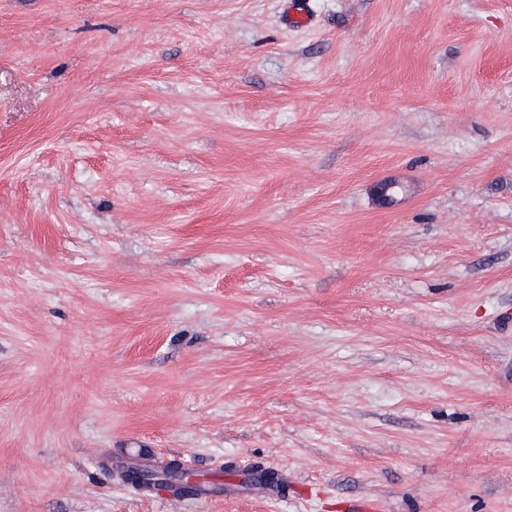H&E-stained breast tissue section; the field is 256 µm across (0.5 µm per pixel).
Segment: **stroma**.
<instances>
[{
  "mask_svg": "<svg viewBox=\"0 0 512 512\" xmlns=\"http://www.w3.org/2000/svg\"><path fill=\"white\" fill-rule=\"evenodd\" d=\"M367 504L512 512V0H0V512ZM129 471H133L136 473V475H139L143 478L149 479L150 481H145L146 484L150 485V487H171L167 480L171 477H173L176 474L181 475H192L189 473L183 465L181 466L178 464L177 466H174L173 463L169 467H165L162 470H156V471H149V470H142L140 468H133ZM153 480V482H151ZM139 483V482H138ZM141 484V483H139ZM146 484H141L145 487H147Z\"/></svg>",
  "mask_w": 512,
  "mask_h": 512,
  "instance_id": "1",
  "label": "stroma"
}]
</instances>
